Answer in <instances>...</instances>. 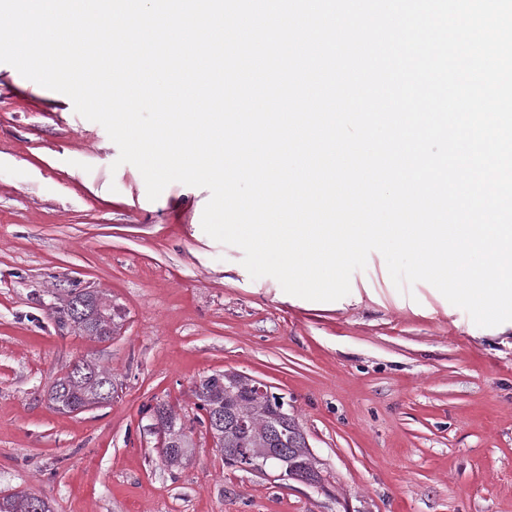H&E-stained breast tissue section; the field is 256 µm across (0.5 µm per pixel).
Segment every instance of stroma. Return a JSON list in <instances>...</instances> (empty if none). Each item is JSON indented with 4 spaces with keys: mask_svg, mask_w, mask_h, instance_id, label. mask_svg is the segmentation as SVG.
Instances as JSON below:
<instances>
[{
    "mask_svg": "<svg viewBox=\"0 0 512 512\" xmlns=\"http://www.w3.org/2000/svg\"><path fill=\"white\" fill-rule=\"evenodd\" d=\"M64 94L0 63V498L52 512H512V324L477 326L432 285L393 284L370 253L347 296L310 301L251 278L201 224L207 189L149 200L139 170ZM123 319L99 342L58 327L69 289ZM111 401L55 409L77 360ZM266 383L330 475L328 491L225 465L204 429L177 471L150 406L200 379ZM0 512H51L48 502L31 493L20 492L0 499Z\"/></svg>",
    "mask_w": 512,
    "mask_h": 512,
    "instance_id": "35a3bbf8",
    "label": "stroma"
}]
</instances>
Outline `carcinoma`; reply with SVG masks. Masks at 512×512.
<instances>
[{"mask_svg": "<svg viewBox=\"0 0 512 512\" xmlns=\"http://www.w3.org/2000/svg\"><path fill=\"white\" fill-rule=\"evenodd\" d=\"M56 321L98 341L112 338L117 309L98 294L73 288L56 310ZM193 421L216 438L224 447L246 454L256 448H274L273 440L288 438V454L280 461L282 468L299 475H312L309 451L301 427L291 417L288 424L279 422V400L269 394L254 395L247 384L236 380L232 371L216 373L202 380L195 389ZM112 399V376L92 361L81 360L69 372L57 378L50 390V400L57 410L74 413L96 401ZM155 426L168 435L190 437L188 427L174 410L164 403L152 408ZM167 467L179 468L187 459L186 449L176 445L163 450ZM0 512H51L48 502L31 493L20 492L0 499Z\"/></svg>", "mask_w": 512, "mask_h": 512, "instance_id": "obj_1", "label": "carcinoma"}]
</instances>
